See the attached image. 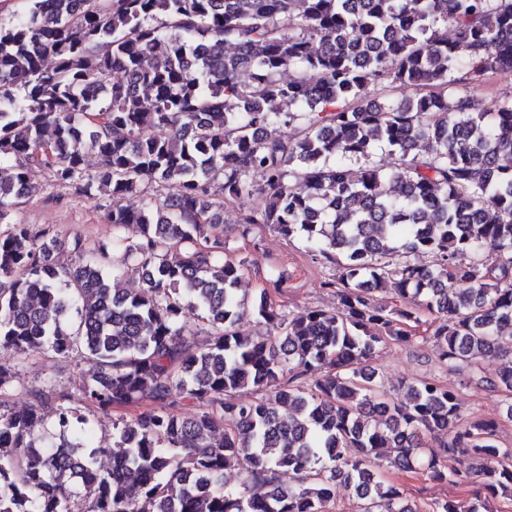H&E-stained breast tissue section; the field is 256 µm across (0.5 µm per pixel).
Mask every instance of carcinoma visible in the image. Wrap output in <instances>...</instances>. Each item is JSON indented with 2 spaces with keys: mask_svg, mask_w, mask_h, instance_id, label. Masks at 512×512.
Listing matches in <instances>:
<instances>
[{
  "mask_svg": "<svg viewBox=\"0 0 512 512\" xmlns=\"http://www.w3.org/2000/svg\"><path fill=\"white\" fill-rule=\"evenodd\" d=\"M26 2L0 22V352L15 358L0 361V512H325L341 485L358 512H420L381 462L477 487L432 512L512 500L501 421L464 416L458 389L430 379L395 403L370 365L433 314L439 363L505 397L512 422V96L484 112L476 93L512 68V0ZM382 148L399 169L374 162ZM35 168L81 193L95 168L114 199L162 195L112 205V243L77 239V263L59 267L57 238L13 220ZM245 199L239 223L337 262L336 310L240 294L246 259L207 231ZM131 224L136 242L121 235ZM247 315L269 334L242 335ZM46 350L84 354L78 396L33 386L8 405L19 360ZM492 352L504 363L489 378ZM132 406L112 446L68 438L90 423L82 409ZM431 436L446 437L441 453L426 452Z\"/></svg>",
  "mask_w": 512,
  "mask_h": 512,
  "instance_id": "1",
  "label": "carcinoma"
}]
</instances>
